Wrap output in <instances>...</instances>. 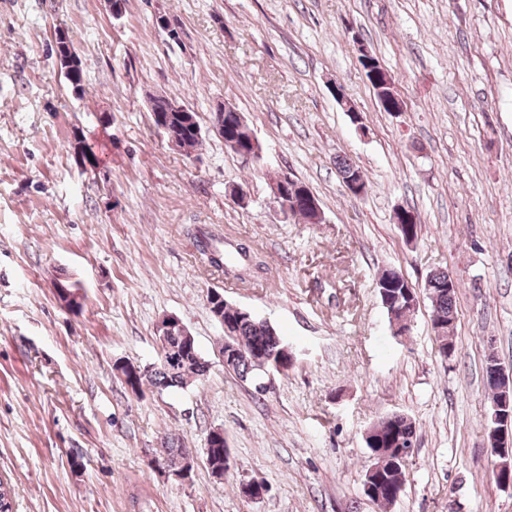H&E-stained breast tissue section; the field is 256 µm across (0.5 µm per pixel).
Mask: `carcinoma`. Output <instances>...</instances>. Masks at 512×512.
I'll use <instances>...</instances> for the list:
<instances>
[{
    "instance_id": "cac0c4a2",
    "label": "carcinoma",
    "mask_w": 512,
    "mask_h": 512,
    "mask_svg": "<svg viewBox=\"0 0 512 512\" xmlns=\"http://www.w3.org/2000/svg\"><path fill=\"white\" fill-rule=\"evenodd\" d=\"M54 54L58 61L60 72L67 74L69 85L76 94L83 92L84 76L82 61L74 47V35L66 34L54 43ZM169 97L161 95L153 99V110L163 116L170 127L178 128L176 135L179 137L180 148L188 152L202 142V134L195 131L193 120L197 114L189 112L169 111ZM224 135L237 137L243 142V148L251 150L249 136L239 129L237 121L227 116L224 118ZM75 162L84 166L96 165V155L91 145L81 136L75 138L73 146ZM194 239L203 258L216 269L229 273V268H244L252 266L256 270L263 269V262L252 254L250 250L239 245L235 254L231 255L224 249V241L217 238L213 232L198 228L194 233ZM378 294L391 292L395 297L403 296L406 283L390 277L387 269L381 271L376 282ZM423 290L430 302L432 309V322L435 329L442 334L435 337L439 350L448 347V342L453 340L458 313L456 308L457 291L448 287V272L436 270L427 274ZM215 318H222L228 324L229 331L236 337L238 343L244 348L245 354L235 361L228 363L227 371L234 373L239 379L253 380L260 372L262 363L272 358L289 365L293 364V355L288 344L279 334L277 329L269 323L258 319L253 315L244 316L219 302L210 308ZM204 376L201 367L193 360L175 366H167L160 362L147 370L137 380L133 391H142V387L149 386L161 392L169 388H178L191 379L199 380ZM371 436L366 446L373 455V465L376 469L373 476L379 479L378 495L372 497V501L380 506L393 503L392 491L400 490L406 481V462L401 454H394L390 449L403 450L408 442L415 438V422L403 414L392 413L382 418L381 421L370 427ZM189 452V449L177 441L171 442L162 449L159 457L170 468L177 467L180 459Z\"/></svg>"
}]
</instances>
